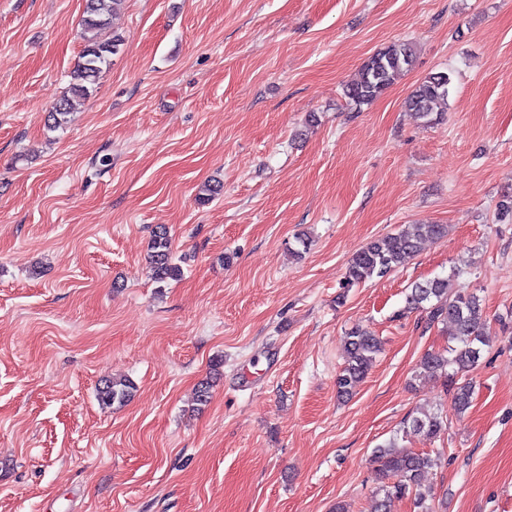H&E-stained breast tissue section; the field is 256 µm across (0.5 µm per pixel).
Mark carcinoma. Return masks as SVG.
I'll list each match as a JSON object with an SVG mask.
<instances>
[{
	"label": "carcinoma",
	"instance_id": "obj_1",
	"mask_svg": "<svg viewBox=\"0 0 512 512\" xmlns=\"http://www.w3.org/2000/svg\"><path fill=\"white\" fill-rule=\"evenodd\" d=\"M121 0H85L82 18L84 48L77 65L71 71L69 92L54 106L51 117L53 127L67 123L73 109V99L85 98L94 89L103 69L110 65L111 56L119 51L122 38L112 37L109 43L97 40V31L109 25ZM414 44L409 41L393 42L370 56L360 68L358 78L343 88L347 103L356 108L378 99L413 64ZM452 79L446 72L429 75L412 90L406 106L431 124L444 120L442 106L447 104ZM447 232L443 224H410L407 228L388 233L370 241L351 258L345 271V284L358 285L373 277H383L404 265L418 252L423 241L438 239ZM152 278L157 283L181 275L173 262L171 238L166 227L153 231L148 256ZM452 276H436L416 282L406 294V308L425 313L429 328L443 326L449 330L452 345L444 351H427L421 357L416 376L442 378L449 387L458 413L471 406L475 385L468 379L479 363L484 347L490 343L481 300L474 293L451 288ZM344 366L336 375V392L341 398L357 393L377 355L382 349L380 338L361 324L352 326L345 336ZM134 384L126 379H109L98 388V401L105 407L122 405L132 394ZM448 420L435 412H421L403 422L401 435L394 436L374 449L371 462L377 480L376 512H389V503L407 499L416 512H434L435 492L423 483L425 473L437 465L438 457L430 452L418 451L400 444L404 439L427 441L441 436ZM398 481L382 483L388 475Z\"/></svg>",
	"mask_w": 512,
	"mask_h": 512
}]
</instances>
